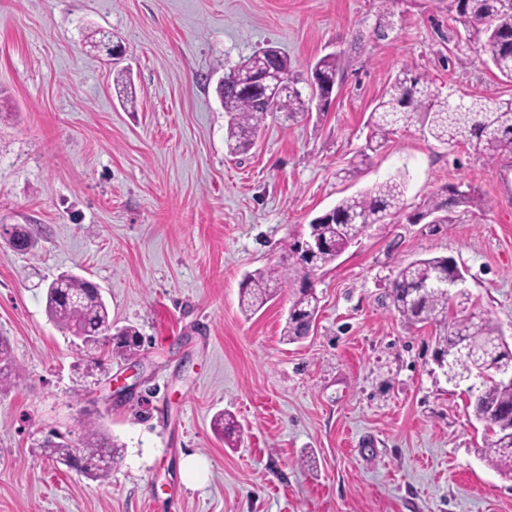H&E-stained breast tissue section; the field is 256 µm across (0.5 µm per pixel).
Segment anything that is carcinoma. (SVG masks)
I'll return each instance as SVG.
<instances>
[{
  "instance_id": "1",
  "label": "carcinoma",
  "mask_w": 512,
  "mask_h": 512,
  "mask_svg": "<svg viewBox=\"0 0 512 512\" xmlns=\"http://www.w3.org/2000/svg\"><path fill=\"white\" fill-rule=\"evenodd\" d=\"M459 22L472 35L479 37V52L485 54L500 75L512 80V0H453ZM272 69L292 80V63L279 50L268 47L224 73L221 101L229 117L225 144L232 153H244L252 145V137L271 112L290 115L308 110V103L297 89L274 93L270 90L250 92L244 88V77L251 71ZM338 60L334 56L320 58L314 64L316 86L312 98L323 101L334 89ZM122 102L131 98L130 80L124 70L113 78ZM421 118L432 138L453 147L473 143L489 158L512 155V99L493 94L461 100L453 105L428 88L421 77L403 70L386 89L376 104L369 122L370 134L365 149L377 150L395 127ZM405 184L390 179L371 189L344 196L309 224L307 238L323 243L315 267L324 269L370 224H381L404 206ZM475 191L448 188V197L437 196L427 202L432 214L474 202ZM10 245L27 251L34 241L24 227H15ZM301 239L293 238L285 245L286 264L246 274L242 282L241 309L251 315L277 295V290L292 288V304L285 320L284 337L295 342L308 337L314 329L318 298L307 286L310 265L301 256ZM450 257L433 256L418 259L399 268L387 294L393 308L410 324L438 322L444 334L435 337L438 355L445 356L448 375L454 379L480 384L479 397L469 403L471 413L480 422L487 418L493 424L485 429L482 454L485 460L503 474L512 473V381L504 382L491 375L489 363L512 367V349L505 342L500 328L486 316L449 317L448 269ZM46 313L51 321L72 334L90 330L101 333L86 339L90 349L106 340L111 352L130 356L139 351L141 337L133 326L112 328V319L104 300L89 290L88 282L78 276L68 277L66 290L50 285L46 291ZM17 375L9 356V346L0 339V384ZM214 429L231 441H238L236 422L229 413L213 418ZM49 454L56 461L71 466L77 458L86 465L80 472L92 480L109 476L112 464L121 455V446L100 427L88 424L84 440L77 446L66 441H47Z\"/></svg>"
}]
</instances>
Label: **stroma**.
<instances>
[{"mask_svg": "<svg viewBox=\"0 0 512 512\" xmlns=\"http://www.w3.org/2000/svg\"><path fill=\"white\" fill-rule=\"evenodd\" d=\"M455 17L450 0H0V338L18 371L0 385V512H512L465 385L434 360L435 326L386 297L399 264L451 257L469 299L450 314L487 315L512 345V155L443 146L417 120L360 156L401 69L454 100L512 98ZM93 30L126 47L134 103L86 47ZM269 45L306 96L311 66L338 55L331 101L269 113L248 154H229L217 84ZM397 176L404 209L316 276L310 336L283 341L287 290L243 315L246 273L278 265L342 196ZM451 184L481 203L428 216ZM16 224L29 251L8 243ZM63 273L138 329L135 357L49 320ZM222 411L240 447L213 430ZM90 421L123 447L103 481L42 446L80 443ZM190 454L202 483L181 470Z\"/></svg>", "mask_w": 512, "mask_h": 512, "instance_id": "35a3bbf8", "label": "stroma"}]
</instances>
